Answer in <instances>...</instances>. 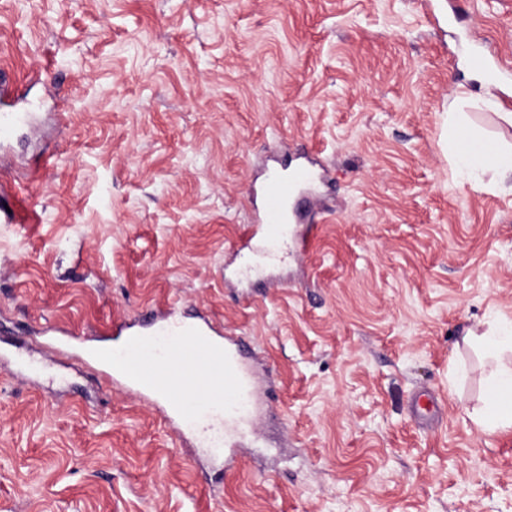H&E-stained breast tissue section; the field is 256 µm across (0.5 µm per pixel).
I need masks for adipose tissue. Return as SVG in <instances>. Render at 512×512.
<instances>
[{
	"label": "adipose tissue",
	"instance_id": "adipose-tissue-1",
	"mask_svg": "<svg viewBox=\"0 0 512 512\" xmlns=\"http://www.w3.org/2000/svg\"><path fill=\"white\" fill-rule=\"evenodd\" d=\"M457 163L471 183H480L487 173H495L500 183L512 181V151L486 150L484 142L465 136L456 149ZM476 341L494 368L486 380V400L472 421L482 432L493 434L512 428V322L497 324L477 336Z\"/></svg>",
	"mask_w": 512,
	"mask_h": 512
}]
</instances>
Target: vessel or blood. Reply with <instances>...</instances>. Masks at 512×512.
<instances>
[{
  "mask_svg": "<svg viewBox=\"0 0 512 512\" xmlns=\"http://www.w3.org/2000/svg\"><path fill=\"white\" fill-rule=\"evenodd\" d=\"M323 178V169L310 161L268 173L256 191L257 217L235 243L243 272L307 251L309 236L288 235V207L303 185ZM116 331L124 343L97 347L91 358L128 391L163 406L177 435L220 425L230 438L252 425L255 356L242 337L224 335L211 319L190 322L169 309L155 311L146 322H121Z\"/></svg>",
  "mask_w": 512,
  "mask_h": 512,
  "instance_id": "vessel-or-blood-1",
  "label": "vessel or blood"
}]
</instances>
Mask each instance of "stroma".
Here are the masks:
<instances>
[{"label":"stroma","instance_id":"35a3bbf8","mask_svg":"<svg viewBox=\"0 0 512 512\" xmlns=\"http://www.w3.org/2000/svg\"><path fill=\"white\" fill-rule=\"evenodd\" d=\"M512 0H0V512H512V430L465 344L512 319V193L460 182L447 117L512 126L468 65ZM328 167L305 254L237 283L266 162ZM174 306L277 393L225 468L82 362Z\"/></svg>","mask_w":512,"mask_h":512}]
</instances>
